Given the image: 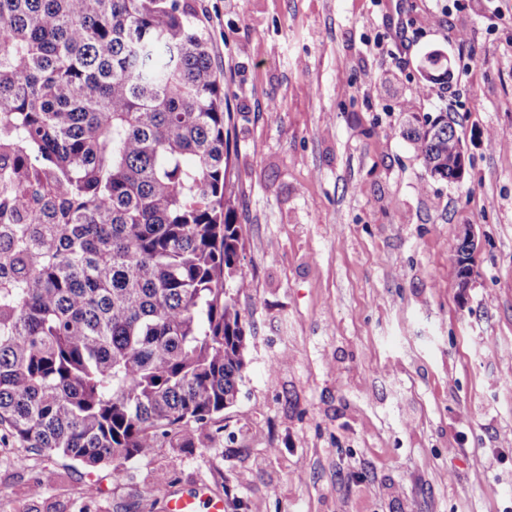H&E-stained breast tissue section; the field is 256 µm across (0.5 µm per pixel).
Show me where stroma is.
<instances>
[{
  "instance_id": "obj_1",
  "label": "stroma",
  "mask_w": 512,
  "mask_h": 512,
  "mask_svg": "<svg viewBox=\"0 0 512 512\" xmlns=\"http://www.w3.org/2000/svg\"><path fill=\"white\" fill-rule=\"evenodd\" d=\"M194 6L251 283L237 401L223 431L160 444L119 484L108 465L0 447V512H166L199 487L225 512H512V0ZM433 54L447 77H425ZM411 112L456 116L463 182L426 172L401 134Z\"/></svg>"
}]
</instances>
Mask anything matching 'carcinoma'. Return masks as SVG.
I'll list each match as a JSON object with an SVG mask.
<instances>
[{"label":"carcinoma","mask_w":512,"mask_h":512,"mask_svg":"<svg viewBox=\"0 0 512 512\" xmlns=\"http://www.w3.org/2000/svg\"><path fill=\"white\" fill-rule=\"evenodd\" d=\"M191 0H0V444L96 467L237 400L248 287ZM453 180L448 115L403 131Z\"/></svg>","instance_id":"cac0c4a2"}]
</instances>
